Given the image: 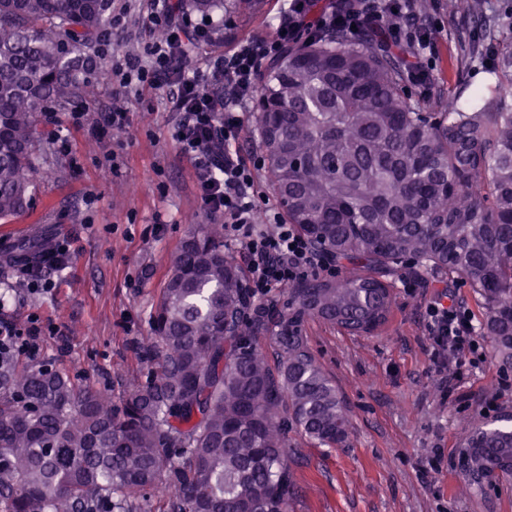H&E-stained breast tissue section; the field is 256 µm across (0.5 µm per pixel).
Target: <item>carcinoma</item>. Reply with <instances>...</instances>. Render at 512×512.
Returning a JSON list of instances; mask_svg holds the SVG:
<instances>
[{
  "label": "carcinoma",
  "instance_id": "carcinoma-1",
  "mask_svg": "<svg viewBox=\"0 0 512 512\" xmlns=\"http://www.w3.org/2000/svg\"><path fill=\"white\" fill-rule=\"evenodd\" d=\"M256 0H180L206 17ZM347 0H309L313 17ZM483 14L481 0H446ZM112 0H0V219L28 209L39 115L96 97ZM410 49L340 27L286 48L261 71L254 131L285 215L342 268L259 296L224 242L197 224L171 257L137 377L119 394L51 361L0 365V512H288V436L322 448L349 436L342 396L312 354L311 320L383 326L386 277L413 264L472 288L481 335L512 360V46L465 111H423L404 89ZM45 238L16 249L35 264ZM278 354L269 364L265 344ZM482 491L512 475V412L460 444Z\"/></svg>",
  "mask_w": 512,
  "mask_h": 512
}]
</instances>
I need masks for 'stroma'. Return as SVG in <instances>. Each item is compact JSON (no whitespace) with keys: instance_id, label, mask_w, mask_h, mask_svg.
Masks as SVG:
<instances>
[{"instance_id":"stroma-1","label":"stroma","mask_w":512,"mask_h":512,"mask_svg":"<svg viewBox=\"0 0 512 512\" xmlns=\"http://www.w3.org/2000/svg\"><path fill=\"white\" fill-rule=\"evenodd\" d=\"M282 4L262 0L230 25L212 21L199 57L221 56L242 40L267 34ZM484 4L498 18L491 37L468 9L449 14L434 5L429 18L436 51L421 96L426 111L453 98L467 107L494 83L484 61L465 65L460 58L465 42H512V0ZM114 11L126 22L111 27L108 53L137 54L158 39L143 0H115ZM166 98L163 88L116 93L99 84L96 102L83 108L88 124L116 101L130 112V128L97 136L76 130L68 149L51 144L32 207L0 220L5 247L33 233L71 238L69 266L51 272L52 290L34 293L11 277L5 310L19 326L34 314L51 321L58 333L41 340L44 355H58V344H66L62 366L116 393L139 371L134 347L149 334L147 315L173 253L192 225L211 221L197 195L194 164L171 138L176 115ZM113 156L120 164L114 175L107 170ZM89 194L95 197L90 204ZM411 274L407 268L394 275L391 317L375 335H352L318 321L307 325L311 350L344 398L351 434L337 448L291 436L298 493L290 512H512V477L471 493L458 468L459 442L472 425L489 420L486 406L512 411V363L488 345L482 360L462 370L437 366L426 334L428 303L440 298L463 305L476 321L481 307L471 288L448 273L429 274L426 287L409 291L401 283ZM446 377L453 391L442 388Z\"/></svg>"}]
</instances>
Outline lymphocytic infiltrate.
<instances>
[{
    "label": "lymphocytic infiltrate",
    "instance_id": "lymphocytic-infiltrate-1",
    "mask_svg": "<svg viewBox=\"0 0 512 512\" xmlns=\"http://www.w3.org/2000/svg\"><path fill=\"white\" fill-rule=\"evenodd\" d=\"M290 2L289 12L269 34L241 42L201 69L190 67V48L193 42L207 39V23H188L177 15L175 0H152L150 20L159 28L160 38L145 45L139 55L113 59L106 72L116 88H167L170 109L177 114L174 137L194 162L198 195L210 214L223 218L224 239L239 246L249 268L250 286L260 295L336 271L332 258L312 251L293 225L272 212L257 188L256 173L262 164L239 146L262 62L276 58L296 37L304 0ZM411 3L355 0L347 16L359 29H387L388 45L408 44L414 54L409 73L426 82L431 78L435 46L432 39L419 37L421 23ZM427 315L429 334L439 349L462 359L478 355L481 344L465 310L437 301ZM56 332L53 324L37 315L21 328L8 327L1 318L0 361L19 355L38 358L40 340Z\"/></svg>",
    "mask_w": 512,
    "mask_h": 512
}]
</instances>
